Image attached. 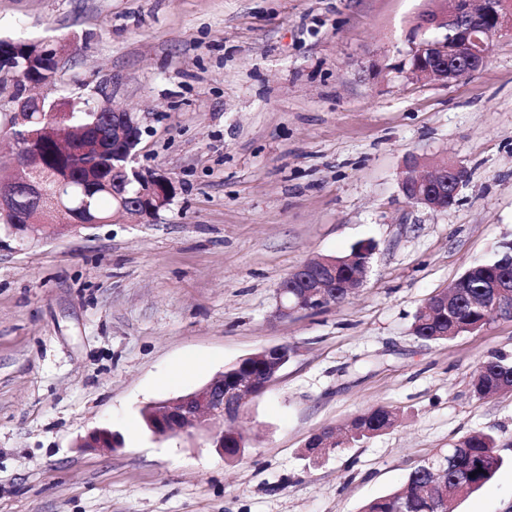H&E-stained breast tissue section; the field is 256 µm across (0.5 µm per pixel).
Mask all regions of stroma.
Instances as JSON below:
<instances>
[{"label": "stroma", "mask_w": 512, "mask_h": 512, "mask_svg": "<svg viewBox=\"0 0 512 512\" xmlns=\"http://www.w3.org/2000/svg\"><path fill=\"white\" fill-rule=\"evenodd\" d=\"M428 0H0V39L64 45L53 100L114 105L143 126L140 166L176 194L145 221L19 239L0 223V512H362L418 465L492 434L506 460L453 512H512V392L474 372L512 357V321L427 342L415 313L512 241V35L448 84L402 64ZM468 172L433 212L405 160ZM374 241L347 302L287 319L281 282ZM286 343L244 407L240 457L159 438L143 406ZM384 406L390 429L318 460L305 445ZM107 426L114 451L80 447ZM473 392L488 397L512 390V358L503 354L489 356L472 379Z\"/></svg>", "instance_id": "stroma-1"}]
</instances>
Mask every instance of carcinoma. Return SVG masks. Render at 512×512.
<instances>
[{"label":"carcinoma","mask_w":512,"mask_h":512,"mask_svg":"<svg viewBox=\"0 0 512 512\" xmlns=\"http://www.w3.org/2000/svg\"><path fill=\"white\" fill-rule=\"evenodd\" d=\"M0 53L22 62H28L26 74L38 83L48 85L58 72V57L47 56L39 45L31 43L20 50L5 40H0ZM76 108H66L64 103L42 100L37 110L34 128L44 135L33 145L40 163L39 180L42 192L34 193L24 182H5L10 190L11 207L19 223L33 217L38 222H48L47 234H52L53 221L63 224L66 214L58 209L59 202L77 196L93 215L109 219L117 210L114 193L125 192L126 200L133 197L132 186L127 184L116 159L120 148L137 151L140 142L130 138L119 145L112 141V124L121 120L122 114L112 111V102L103 103L104 115L94 112L75 114ZM468 287L461 289L456 299L453 319L429 325L421 316H414L412 329L415 336L425 341H449V336H437L439 326L453 328L455 335L481 330L488 322L487 314L476 304L485 292V282L512 280V243L499 245L493 258L474 262L464 271ZM473 392L480 397L512 390V358L503 354L489 356L482 362L472 379ZM390 409L384 406L371 408L352 422L350 441L358 443L370 438L389 426ZM453 464L447 468L430 465L415 467L405 480L389 493L369 501L363 512H442L437 496L423 497L420 487L430 482L435 472L442 474L448 488L457 496L468 495L484 486L503 466L505 459L497 453L496 439L487 433H475L459 441V447L448 449Z\"/></svg>","instance_id":"1"}]
</instances>
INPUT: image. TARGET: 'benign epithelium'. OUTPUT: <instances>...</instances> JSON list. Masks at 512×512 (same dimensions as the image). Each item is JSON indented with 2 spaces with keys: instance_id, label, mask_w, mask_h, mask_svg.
Segmentation results:
<instances>
[{
  "instance_id": "1",
  "label": "benign epithelium",
  "mask_w": 512,
  "mask_h": 512,
  "mask_svg": "<svg viewBox=\"0 0 512 512\" xmlns=\"http://www.w3.org/2000/svg\"><path fill=\"white\" fill-rule=\"evenodd\" d=\"M451 7L426 10L420 14L418 28L441 30L440 38L419 41L410 53L411 70L440 83H450L480 70L486 63L493 37L512 34V7L498 0H450ZM16 127L23 129L18 146L13 153L14 163L26 164L27 151L39 139L41 132L29 130L34 118L28 112L30 99L25 95L13 98ZM137 154L125 157L122 171L127 182L136 187L135 200L142 219L155 216L165 208L173 195L172 178L153 170L135 165ZM464 167L448 163L432 180L401 182L403 195L413 203L441 212L456 204V197L466 180ZM0 220L12 232L29 238L41 237L42 225L18 224L8 201L0 197ZM376 250L368 241L356 246L354 254L344 259L318 258L306 262L288 275L277 290L274 316L288 318L296 313L317 310L331 305L333 288L360 287ZM489 288L490 306L499 308L503 296L512 293V282L504 279L493 281ZM267 359L264 374L252 373L254 356L245 357L201 389L178 398L144 407L149 427L158 437L205 431L219 454H224V435L235 431V440L244 447L246 434L239 426L243 404L249 397L264 392L282 367L294 355L292 346L281 344L263 350ZM92 448L112 450L120 446V438L107 427L98 428L86 436Z\"/></svg>"
}]
</instances>
